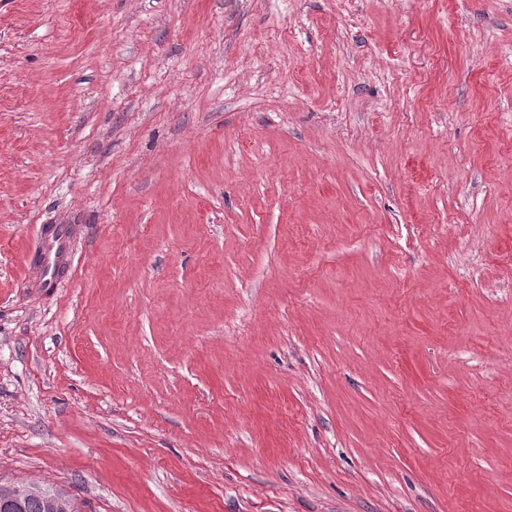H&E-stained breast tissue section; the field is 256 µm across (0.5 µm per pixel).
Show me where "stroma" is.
Returning a JSON list of instances; mask_svg holds the SVG:
<instances>
[{
	"label": "stroma",
	"instance_id": "35a3bbf8",
	"mask_svg": "<svg viewBox=\"0 0 512 512\" xmlns=\"http://www.w3.org/2000/svg\"><path fill=\"white\" fill-rule=\"evenodd\" d=\"M1 481L512 512V0H0ZM74 234L68 224L48 226L40 239L37 254L40 267L27 277V288L35 293H44L57 288L61 283L62 266L71 262L74 252Z\"/></svg>",
	"mask_w": 512,
	"mask_h": 512
}]
</instances>
